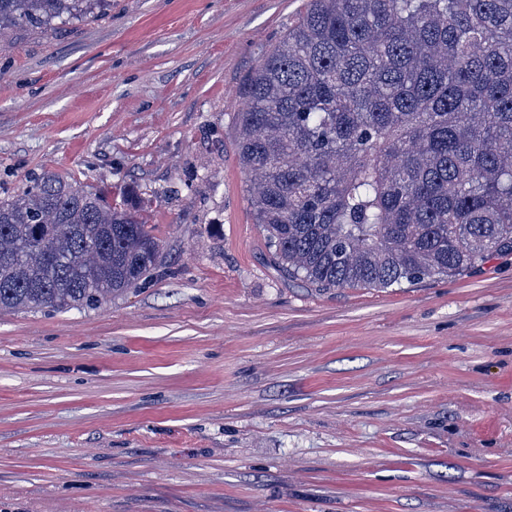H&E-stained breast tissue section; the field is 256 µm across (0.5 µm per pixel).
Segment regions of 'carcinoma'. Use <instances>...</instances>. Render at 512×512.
I'll use <instances>...</instances> for the list:
<instances>
[{"label":"carcinoma","mask_w":512,"mask_h":512,"mask_svg":"<svg viewBox=\"0 0 512 512\" xmlns=\"http://www.w3.org/2000/svg\"><path fill=\"white\" fill-rule=\"evenodd\" d=\"M98 0H0V43ZM239 164L281 272L462 276L512 252V0H309L245 86ZM129 190L44 172L0 199V311L96 309L163 260Z\"/></svg>","instance_id":"carcinoma-1"}]
</instances>
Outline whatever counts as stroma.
Returning a JSON list of instances; mask_svg holds the SVG:
<instances>
[{"label": "stroma", "instance_id": "1", "mask_svg": "<svg viewBox=\"0 0 512 512\" xmlns=\"http://www.w3.org/2000/svg\"><path fill=\"white\" fill-rule=\"evenodd\" d=\"M306 0H104L0 53V197L132 186L165 259L0 311V512H512V253L401 288L284 277L236 151Z\"/></svg>", "mask_w": 512, "mask_h": 512}]
</instances>
